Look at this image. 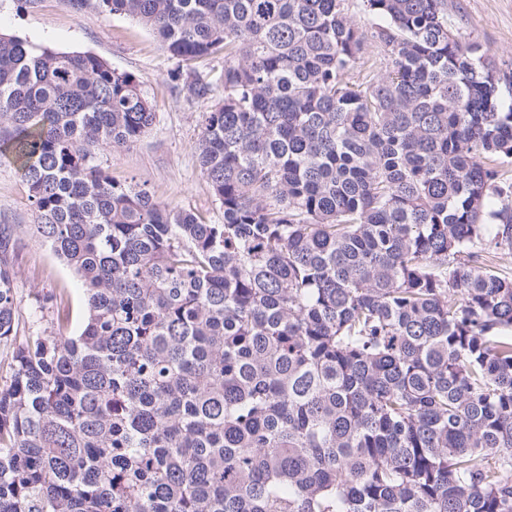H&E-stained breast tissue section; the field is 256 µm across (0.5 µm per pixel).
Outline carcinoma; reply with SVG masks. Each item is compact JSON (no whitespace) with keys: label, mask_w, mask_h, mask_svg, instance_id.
Returning a JSON list of instances; mask_svg holds the SVG:
<instances>
[{"label":"carcinoma","mask_w":512,"mask_h":512,"mask_svg":"<svg viewBox=\"0 0 512 512\" xmlns=\"http://www.w3.org/2000/svg\"><path fill=\"white\" fill-rule=\"evenodd\" d=\"M96 2L224 57V223L97 163L155 121L133 74L0 34V159L88 294L22 334L0 257V512H512V79L448 0H357L382 73L350 0Z\"/></svg>","instance_id":"1"}]
</instances>
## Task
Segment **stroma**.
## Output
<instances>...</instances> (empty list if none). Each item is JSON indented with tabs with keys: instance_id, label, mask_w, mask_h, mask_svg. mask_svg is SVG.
Listing matches in <instances>:
<instances>
[{
	"instance_id": "stroma-1",
	"label": "stroma",
	"mask_w": 512,
	"mask_h": 512,
	"mask_svg": "<svg viewBox=\"0 0 512 512\" xmlns=\"http://www.w3.org/2000/svg\"><path fill=\"white\" fill-rule=\"evenodd\" d=\"M448 23L462 40L487 49L500 68L512 67V0H448ZM0 32L60 52L92 53L112 68L134 74L155 112L149 132L130 148L100 150L98 161L118 181L149 189L157 201L187 210L208 224L224 211L200 171L195 146L214 98L186 99L171 79L177 67L148 27L94 6L73 8L68 0H0ZM36 211L28 186L12 164L0 161V224L9 225L8 253L23 326L40 332L78 335L87 313L79 277L34 234ZM63 295L70 309L64 328L52 323L51 301Z\"/></svg>"
}]
</instances>
